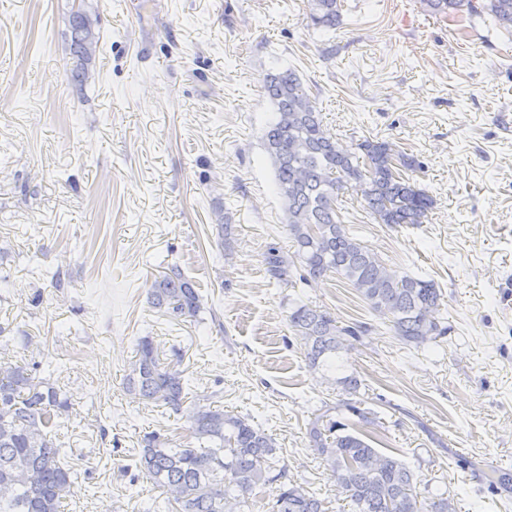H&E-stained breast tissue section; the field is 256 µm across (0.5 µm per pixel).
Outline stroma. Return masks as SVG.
Returning <instances> with one entry per match:
<instances>
[{
    "instance_id": "35a3bbf8",
    "label": "stroma",
    "mask_w": 512,
    "mask_h": 512,
    "mask_svg": "<svg viewBox=\"0 0 512 512\" xmlns=\"http://www.w3.org/2000/svg\"><path fill=\"white\" fill-rule=\"evenodd\" d=\"M73 2L0 0V326L12 336L0 364H49L78 411L60 435L70 512H172L127 470L145 428L181 445L188 427L125 395L142 336L179 343L196 399L250 415L290 476L343 503L306 436L341 392L308 366L288 316L301 299L342 321L377 317L340 278L265 275L268 249L293 251L260 92L286 66L318 86L327 133L417 156L413 179L436 200L430 223L392 227L370 222L356 192L341 201L387 266L437 283L450 327L419 349L382 328L347 351L379 431L456 512H512V492L483 478L512 473V36L477 17L457 41L419 0H344L330 35L309 27L307 0H81L100 40L79 96L64 41ZM173 263L203 297L198 322L148 303Z\"/></svg>"
}]
</instances>
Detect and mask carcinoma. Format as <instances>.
<instances>
[{
    "label": "carcinoma",
    "mask_w": 512,
    "mask_h": 512,
    "mask_svg": "<svg viewBox=\"0 0 512 512\" xmlns=\"http://www.w3.org/2000/svg\"><path fill=\"white\" fill-rule=\"evenodd\" d=\"M423 10L441 21L459 23L489 16L512 33V0H420ZM341 0H309L310 25L325 33L340 27ZM98 18L86 10L69 13L66 49L73 60L71 78L82 88L97 46ZM274 116L263 146L275 174V191L294 251L275 248L264 256L269 281L309 283L338 276L349 283L371 311L402 343L417 348L448 335L439 317L443 294L432 280L396 271L384 276L383 260L351 235L336 213L347 189L360 194L367 216L378 224H424L435 200L407 173L422 168L416 156L389 140L365 137L351 148L323 128L311 87L296 70L284 68L262 79ZM153 308L184 322H194L203 298L176 265L164 267L150 293ZM288 325L304 345L312 368L342 371L334 379L353 416L352 431L332 419L330 409L317 415L308 432L309 447L342 486L350 512H454L448 492L433 494L411 466L373 447L383 442L372 426L376 416L364 408V379L342 360L340 352L367 336L373 325L344 324L328 309L295 302ZM184 351L172 344L160 357L153 338H138L125 389L146 404L175 415L183 412L189 388ZM73 415L64 391L47 376L40 361L0 365V512H64L74 495V470L57 431ZM191 441L173 448L157 430L144 433L134 449L136 467L151 485L173 493L176 512H253V492L276 485L269 512H329L320 494L288 476L275 439L248 417L221 405L198 406L188 413ZM489 487L507 489L512 475L492 469Z\"/></svg>",
    "instance_id": "obj_1"
}]
</instances>
